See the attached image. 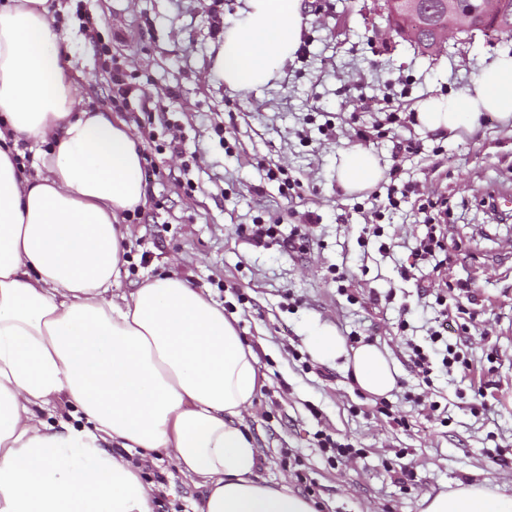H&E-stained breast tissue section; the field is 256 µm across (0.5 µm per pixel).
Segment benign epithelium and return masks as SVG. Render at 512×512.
I'll use <instances>...</instances> for the list:
<instances>
[{"label": "benign epithelium", "instance_id": "1", "mask_svg": "<svg viewBox=\"0 0 512 512\" xmlns=\"http://www.w3.org/2000/svg\"><path fill=\"white\" fill-rule=\"evenodd\" d=\"M389 32L424 54L439 52L449 37L476 30L512 31V0H375Z\"/></svg>", "mask_w": 512, "mask_h": 512}]
</instances>
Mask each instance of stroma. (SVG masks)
<instances>
[{"label":"stroma","instance_id":"obj_1","mask_svg":"<svg viewBox=\"0 0 512 512\" xmlns=\"http://www.w3.org/2000/svg\"><path fill=\"white\" fill-rule=\"evenodd\" d=\"M304 3L294 60L273 84L241 92L225 86L214 62L244 0H52L86 99L124 121L156 168L146 179L147 221H121L129 252L117 286L173 272L235 317L262 374L244 417L263 453L259 474L287 481L318 512H420L425 493L483 477L512 493V218L489 221L493 205L512 215V129L489 113L476 133L451 138L413 119L419 100L459 94L499 52L512 53V38L461 34L424 55L389 35L372 0ZM112 59L150 95L153 123L137 101L107 97ZM174 134L182 152L168 146ZM353 147L386 167L359 194L344 192L335 174L338 152ZM405 182L416 195L387 209L389 185ZM429 196L440 199L435 221L457 249L437 274L412 254L423 229L418 204ZM379 207L383 240L394 244L386 257L361 239ZM254 223L284 236L308 225L307 253L255 246L238 231ZM444 283L449 303L474 314L449 317L447 332L453 339L467 326L471 369L434 377L426 393L446 413L430 417L404 397L417 385L405 342L433 325L426 288ZM319 326L387 353L398 372L393 417L376 412L342 360L310 356L305 338ZM326 434L359 455L332 461L321 448ZM399 456L413 472L403 484L385 469ZM124 458L149 459L155 512H192L199 502L200 488L165 454Z\"/></svg>","mask_w":512,"mask_h":512}]
</instances>
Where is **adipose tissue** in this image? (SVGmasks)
Returning a JSON list of instances; mask_svg holds the SVG:
<instances>
[{
  "label": "adipose tissue",
  "instance_id": "1",
  "mask_svg": "<svg viewBox=\"0 0 512 512\" xmlns=\"http://www.w3.org/2000/svg\"><path fill=\"white\" fill-rule=\"evenodd\" d=\"M47 0H0V512H154L155 488L118 448L165 452L204 493L196 512H316L258 474L244 425L258 359L223 307L177 274L114 293L126 262L124 213L147 202L144 158L128 127L85 100ZM306 25L303 0H245L216 68L252 91L278 79ZM419 129L456 138L488 113L512 126V56H496L456 96L414 107ZM37 150L26 171L20 145ZM385 174L366 149L340 152L347 193ZM317 360L344 359L383 397L397 371L371 343L319 330ZM65 398L85 423L42 418ZM421 512H512L491 480L425 495Z\"/></svg>",
  "mask_w": 512,
  "mask_h": 512
}]
</instances>
